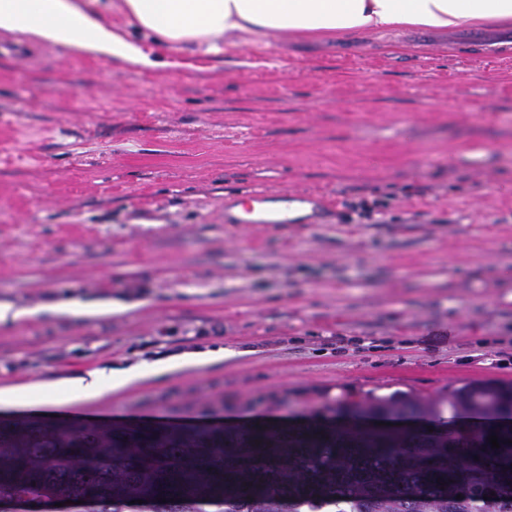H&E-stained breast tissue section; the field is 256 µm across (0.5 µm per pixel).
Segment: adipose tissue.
<instances>
[{
	"mask_svg": "<svg viewBox=\"0 0 512 512\" xmlns=\"http://www.w3.org/2000/svg\"><path fill=\"white\" fill-rule=\"evenodd\" d=\"M117 24L101 0H0V35L20 36L93 59L162 70L163 55L142 40L171 49L215 54L222 47L258 49L276 36L345 41L406 28L451 32L512 20V0H121ZM170 360L58 381V392L93 398L166 373Z\"/></svg>",
	"mask_w": 512,
	"mask_h": 512,
	"instance_id": "adipose-tissue-1",
	"label": "adipose tissue"
}]
</instances>
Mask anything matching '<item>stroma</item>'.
Listing matches in <instances>:
<instances>
[{
  "mask_svg": "<svg viewBox=\"0 0 512 512\" xmlns=\"http://www.w3.org/2000/svg\"><path fill=\"white\" fill-rule=\"evenodd\" d=\"M478 32L275 37L163 73L0 36V304L26 311L0 390L197 351L26 413L232 427L512 384V24ZM255 189L327 205L225 223ZM374 200L387 223L350 222ZM279 200L284 203V208L277 213L275 218H267L265 220L276 222L275 224H288L289 220L288 216L286 215V211L288 210V205L293 203H310L313 204L315 207L323 206L325 204L324 200L320 197L316 196H302L299 194H292L288 192H282L278 195Z\"/></svg>",
  "mask_w": 512,
  "mask_h": 512,
  "instance_id": "35a3bbf8",
  "label": "stroma"
}]
</instances>
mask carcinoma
<instances>
[{"mask_svg": "<svg viewBox=\"0 0 512 512\" xmlns=\"http://www.w3.org/2000/svg\"><path fill=\"white\" fill-rule=\"evenodd\" d=\"M445 403L467 435L369 434L333 419L233 429L0 419V498L80 496L87 512H512V492L489 479L512 480V431L495 427L512 418V385H471ZM344 410L441 418V403L422 398ZM460 476L465 499L453 496ZM399 481L422 495L385 497Z\"/></svg>", "mask_w": 512, "mask_h": 512, "instance_id": "carcinoma-1", "label": "carcinoma"}]
</instances>
